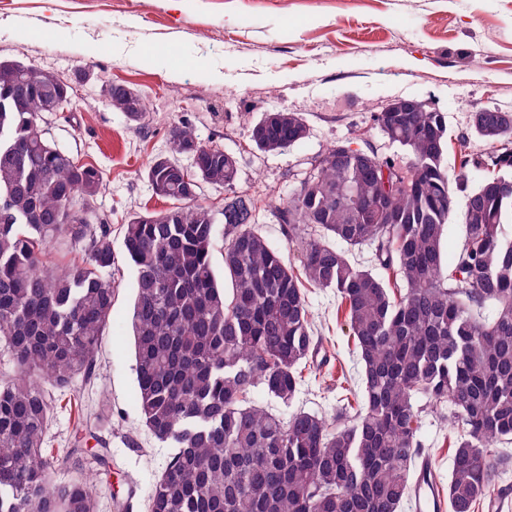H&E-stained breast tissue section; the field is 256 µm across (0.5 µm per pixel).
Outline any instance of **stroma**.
<instances>
[{"mask_svg": "<svg viewBox=\"0 0 512 512\" xmlns=\"http://www.w3.org/2000/svg\"><path fill=\"white\" fill-rule=\"evenodd\" d=\"M0 60L38 65L72 85L70 111L44 114L41 125L56 147L98 168L103 186L93 206L112 219L115 298L95 374L74 379L48 436L65 448L84 432L81 458L99 512H147L171 450L141 420L131 339L135 273L121 226L168 206L153 195L146 168L169 155L171 124L188 122L201 142L236 157L238 189L263 197L256 231L294 263L298 252L276 205L333 145L350 141L405 160L375 117L394 99L421 101L446 116L449 173L466 174L444 234V259L452 261L464 240L465 196L484 177L460 161L489 150L472 112L512 113V0H0ZM111 83L141 95L145 121L112 111ZM276 111L300 113L308 132L299 144L266 153L250 130ZM307 298L321 339L314 365L303 368L291 405L261 393L255 399L277 414L292 408L331 417L346 389H359L361 366L335 292L311 288ZM454 434L446 412L424 413V454L443 484ZM101 441L109 450L104 469L94 458Z\"/></svg>", "mask_w": 512, "mask_h": 512, "instance_id": "obj_1", "label": "stroma"}]
</instances>
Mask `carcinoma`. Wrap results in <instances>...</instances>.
<instances>
[{"mask_svg": "<svg viewBox=\"0 0 512 512\" xmlns=\"http://www.w3.org/2000/svg\"><path fill=\"white\" fill-rule=\"evenodd\" d=\"M61 81L35 65L0 61V341L15 376L0 380V512H98L83 476L54 480L61 450L47 438L71 380L92 376L112 312L111 227L72 213L102 186L100 171L52 146L39 128ZM109 106L129 120L123 90ZM473 127L494 146L512 138L503 112H477ZM377 122L409 153L406 164L361 150L324 153L288 208L299 269L252 228L256 199L237 191L236 161L188 123L169 131L171 151L191 153L190 174L172 159L146 170L173 206L122 224L135 272L131 318L142 422L173 449L155 479L148 512H402L418 461L422 414L446 410L455 434L447 497L475 512L498 477V442H512V187L486 176L466 200L464 242L445 265L443 237L455 212L444 166L448 125L425 107L380 112ZM297 112H268L250 138L278 152L305 138ZM482 171L512 166V150L463 158ZM389 171V189L381 184ZM224 189L220 233L191 204L198 184ZM224 236L219 285L212 254ZM86 261L53 270V241ZM372 247L384 278L349 258ZM334 288L362 366V405L329 419L285 416L250 399L259 390L289 404L302 366L319 346L304 285Z\"/></svg>", "mask_w": 512, "mask_h": 512, "instance_id": "carcinoma-1", "label": "carcinoma"}]
</instances>
